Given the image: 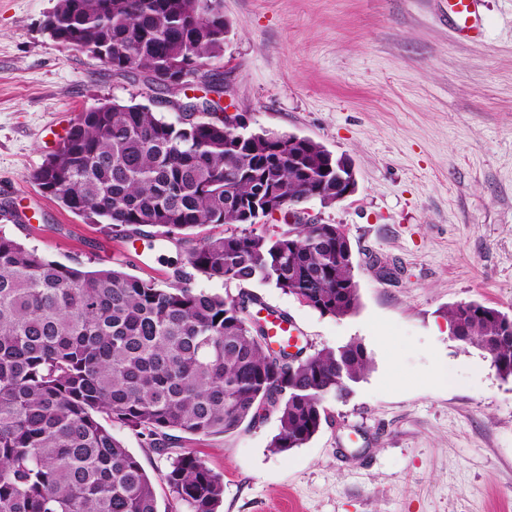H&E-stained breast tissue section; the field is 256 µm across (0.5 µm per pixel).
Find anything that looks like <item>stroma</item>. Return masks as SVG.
Here are the masks:
<instances>
[{
  "instance_id": "35a3bbf8",
  "label": "stroma",
  "mask_w": 512,
  "mask_h": 512,
  "mask_svg": "<svg viewBox=\"0 0 512 512\" xmlns=\"http://www.w3.org/2000/svg\"><path fill=\"white\" fill-rule=\"evenodd\" d=\"M56 0H0V232L47 259L116 266L168 286L185 255L87 223L31 175L75 116L148 90L59 46ZM230 32L210 65L249 130L346 156L357 189L305 221L339 224L359 306L320 315L270 284L312 349L361 342L371 366L304 447L271 451L276 414L224 436H184L224 476L218 512H512V378L458 341L446 312L512 315V0H481V36L455 37L447 0H222ZM112 432L169 491L166 459Z\"/></svg>"
}]
</instances>
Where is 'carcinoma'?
Wrapping results in <instances>:
<instances>
[{
	"label": "carcinoma",
	"instance_id": "1",
	"mask_svg": "<svg viewBox=\"0 0 512 512\" xmlns=\"http://www.w3.org/2000/svg\"><path fill=\"white\" fill-rule=\"evenodd\" d=\"M222 0H57L55 41L96 50L115 76L190 75L224 51ZM346 158L312 139L234 135L224 118L170 122L149 106L104 101L78 113L62 146L32 174L73 214L129 240L188 244L186 267L160 288L119 268L51 261L0 233V512H159L140 460L99 415L169 462L165 512H217L223 476L180 434L216 436L261 419L279 422L282 453L306 445L370 365L351 341L297 360L269 346L267 308L242 288L274 285L322 315L359 305L354 252L336 224L271 230L255 213L258 187L297 209L355 186ZM261 229H256V225ZM238 286L207 293L195 280ZM454 336L483 348L512 378V315L483 303L447 311Z\"/></svg>",
	"mask_w": 512,
	"mask_h": 512
}]
</instances>
